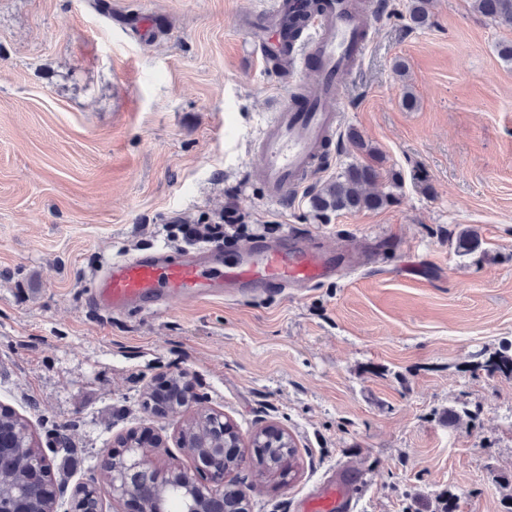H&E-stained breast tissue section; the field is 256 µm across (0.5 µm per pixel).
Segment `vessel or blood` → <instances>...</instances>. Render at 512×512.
I'll list each match as a JSON object with an SVG mask.
<instances>
[{
    "mask_svg": "<svg viewBox=\"0 0 512 512\" xmlns=\"http://www.w3.org/2000/svg\"><path fill=\"white\" fill-rule=\"evenodd\" d=\"M377 0H285V12L305 16L309 37L305 45H290L287 26H259L254 57L266 62L290 54L299 69L316 72L301 97L286 94L258 129L254 146L261 162L257 172L265 198L288 205L295 192L322 163L338 129L340 114L334 103L343 77L364 57L370 19ZM336 273L334 258L323 251L291 248L287 240L247 248L237 265L224 264L217 246H198L173 256L163 251L117 260L97 280L95 303L114 310L142 307L164 300L201 299L220 292L224 282L269 288L314 286ZM342 492L327 486L306 504L307 512H338Z\"/></svg>",
    "mask_w": 512,
    "mask_h": 512,
    "instance_id": "vessel-or-blood-1",
    "label": "vessel or blood"
}]
</instances>
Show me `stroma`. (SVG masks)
Returning a JSON list of instances; mask_svg holds the SVG:
<instances>
[{
    "instance_id": "35a3bbf8",
    "label": "stroma",
    "mask_w": 512,
    "mask_h": 512,
    "mask_svg": "<svg viewBox=\"0 0 512 512\" xmlns=\"http://www.w3.org/2000/svg\"><path fill=\"white\" fill-rule=\"evenodd\" d=\"M272 2L0 0V406L50 461L57 512L82 485L127 512L98 464L134 433L193 469L183 418L148 403L158 375L183 372L246 444L252 512H304L332 481L357 483L356 512H512V376L472 369L512 343V27L431 0L413 28L407 0H384L329 164L281 209L253 177V138L290 83L242 26ZM352 129L396 201L316 219L313 191L367 160ZM217 221L228 265L285 234L367 262L299 294L91 303L112 261L181 253V225ZM464 230L483 254L457 253ZM268 425L297 450L291 472L248 447Z\"/></svg>"
}]
</instances>
